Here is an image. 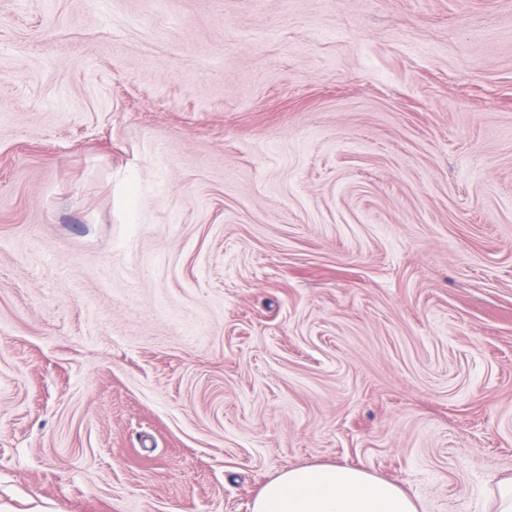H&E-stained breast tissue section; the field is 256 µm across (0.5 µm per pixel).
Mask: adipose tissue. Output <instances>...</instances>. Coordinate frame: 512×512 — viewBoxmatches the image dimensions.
<instances>
[{
    "label": "adipose tissue",
    "instance_id": "obj_1",
    "mask_svg": "<svg viewBox=\"0 0 512 512\" xmlns=\"http://www.w3.org/2000/svg\"><path fill=\"white\" fill-rule=\"evenodd\" d=\"M251 512H418L398 485L346 465L293 468L269 481Z\"/></svg>",
    "mask_w": 512,
    "mask_h": 512
}]
</instances>
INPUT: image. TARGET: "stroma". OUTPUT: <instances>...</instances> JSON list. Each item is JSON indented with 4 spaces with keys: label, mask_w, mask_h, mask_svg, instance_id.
I'll return each mask as SVG.
<instances>
[{
    "label": "stroma",
    "mask_w": 512,
    "mask_h": 512,
    "mask_svg": "<svg viewBox=\"0 0 512 512\" xmlns=\"http://www.w3.org/2000/svg\"><path fill=\"white\" fill-rule=\"evenodd\" d=\"M512 477V0H0V512Z\"/></svg>",
    "instance_id": "stroma-1"
}]
</instances>
